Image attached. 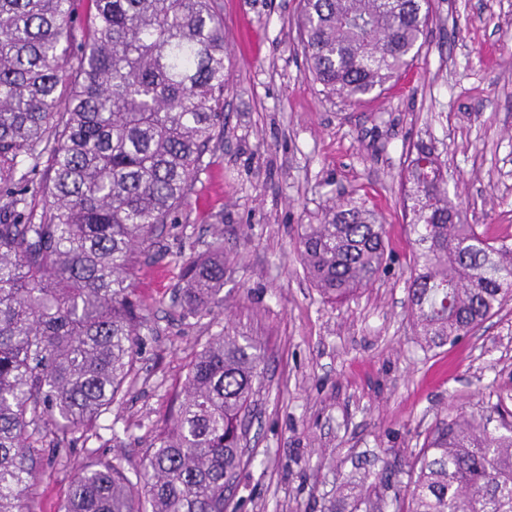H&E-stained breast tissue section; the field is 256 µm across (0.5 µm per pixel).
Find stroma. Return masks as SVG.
<instances>
[{"label":"stroma","instance_id":"obj_1","mask_svg":"<svg viewBox=\"0 0 512 512\" xmlns=\"http://www.w3.org/2000/svg\"><path fill=\"white\" fill-rule=\"evenodd\" d=\"M222 2L224 135L177 223L136 255L146 320L129 392L65 468L36 480L33 512H59L74 472L96 458L141 469L189 363L227 328L264 349L229 512H358L350 482L405 480L439 419L512 411V301L456 345L428 346L409 316L403 206L409 150L423 141L447 161L449 196L469 223L512 245V0H432L412 66L358 102L309 73L299 0ZM343 198L379 214L387 261L340 303L304 272L295 241ZM218 246L219 301L181 318L184 262Z\"/></svg>","mask_w":512,"mask_h":512}]
</instances>
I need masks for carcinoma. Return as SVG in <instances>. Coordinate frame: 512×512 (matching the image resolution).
<instances>
[{"mask_svg":"<svg viewBox=\"0 0 512 512\" xmlns=\"http://www.w3.org/2000/svg\"><path fill=\"white\" fill-rule=\"evenodd\" d=\"M300 3L311 74L356 101L409 68L432 19L431 0ZM226 56L220 0H0V512H32L45 438L51 477L123 397L145 319L135 252L175 223L224 134ZM405 179L409 312L428 346L455 344L512 300V247L468 222L428 144L413 145ZM385 237L373 210L339 203L301 225L297 254L345 299L382 271ZM183 280V312L197 315L224 288V253L188 261ZM262 362L246 336L210 338L135 478L98 459L60 512H226ZM376 487L352 483L363 512H399L403 498L407 512H512V423L482 408L444 418L403 489L388 500Z\"/></svg>","mask_w":512,"mask_h":512,"instance_id":"1","label":"carcinoma"}]
</instances>
